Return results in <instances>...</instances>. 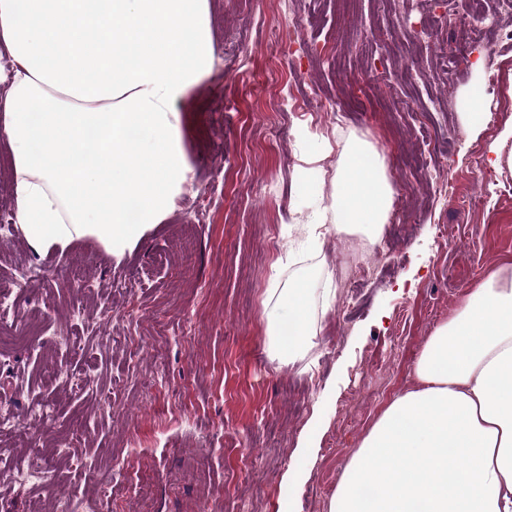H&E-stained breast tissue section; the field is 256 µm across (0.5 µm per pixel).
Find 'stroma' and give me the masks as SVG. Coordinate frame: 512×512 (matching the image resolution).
Listing matches in <instances>:
<instances>
[{
	"label": "stroma",
	"instance_id": "stroma-1",
	"mask_svg": "<svg viewBox=\"0 0 512 512\" xmlns=\"http://www.w3.org/2000/svg\"><path fill=\"white\" fill-rule=\"evenodd\" d=\"M471 0H209L212 74L180 103L191 171L174 208L122 253L91 239L41 255L15 214L0 141V449L16 468L47 454L43 485L0 484V512H328L374 420L413 383L412 365L468 287L512 262V193L488 184L499 126L460 108L482 82L512 117V45L484 79L460 58ZM293 32L289 54L266 51ZM331 107L317 122L316 103ZM357 134L383 149L397 198L372 243L364 287L340 293L355 243L302 239L296 130ZM487 192L486 204L469 201ZM413 231L396 239L392 225ZM336 288L308 355L273 358L263 302L300 276Z\"/></svg>",
	"mask_w": 512,
	"mask_h": 512
}]
</instances>
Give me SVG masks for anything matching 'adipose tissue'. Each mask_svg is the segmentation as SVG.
Returning a JSON list of instances; mask_svg holds the SVG:
<instances>
[{"instance_id":"ef3b65f1","label":"adipose tissue","mask_w":512,"mask_h":512,"mask_svg":"<svg viewBox=\"0 0 512 512\" xmlns=\"http://www.w3.org/2000/svg\"><path fill=\"white\" fill-rule=\"evenodd\" d=\"M14 61L0 99L13 157L15 222L31 249L95 239L122 251L172 210L190 171L177 107L207 76L208 0H0ZM302 158H335L332 198L313 190L310 240L325 226L377 239L395 190L366 138L341 150L305 133ZM332 288L270 289L264 317L283 361L312 344ZM350 457L328 512H512V264L488 271L413 365Z\"/></svg>"}]
</instances>
